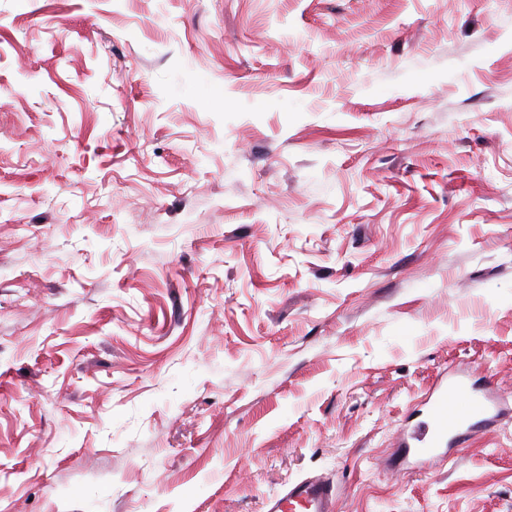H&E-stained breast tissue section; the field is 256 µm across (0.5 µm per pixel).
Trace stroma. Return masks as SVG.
Returning <instances> with one entry per match:
<instances>
[{"instance_id":"obj_1","label":"stroma","mask_w":512,"mask_h":512,"mask_svg":"<svg viewBox=\"0 0 512 512\" xmlns=\"http://www.w3.org/2000/svg\"><path fill=\"white\" fill-rule=\"evenodd\" d=\"M512 0H0V512H512ZM503 400L490 382L454 372L441 391L429 400L426 420L403 442L405 459L418 464L448 457L478 428L490 426L502 411ZM268 512H335L336 488L321 477L288 484L267 499Z\"/></svg>"}]
</instances>
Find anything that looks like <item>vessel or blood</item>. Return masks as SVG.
Masks as SVG:
<instances>
[{
	"label": "vessel or blood",
	"mask_w": 512,
	"mask_h": 512,
	"mask_svg": "<svg viewBox=\"0 0 512 512\" xmlns=\"http://www.w3.org/2000/svg\"><path fill=\"white\" fill-rule=\"evenodd\" d=\"M503 400L490 382L464 372L450 374L429 401L427 416L403 442L405 458L424 465L462 447L477 429L490 426ZM268 512H336V488L321 477L288 484L267 500Z\"/></svg>",
	"instance_id": "vessel-or-blood-1"
}]
</instances>
